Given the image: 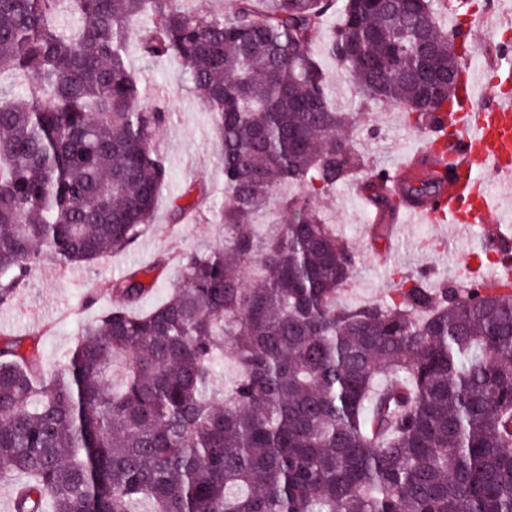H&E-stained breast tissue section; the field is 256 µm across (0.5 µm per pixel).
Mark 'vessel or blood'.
<instances>
[{
	"mask_svg": "<svg viewBox=\"0 0 512 512\" xmlns=\"http://www.w3.org/2000/svg\"><path fill=\"white\" fill-rule=\"evenodd\" d=\"M451 130L457 159L451 177L442 180L436 198L408 204L402 221L462 226L466 248L453 258L458 266L486 249H512V213L499 211L486 184L490 178L512 182V95L500 93L484 102L473 80H465ZM441 171L429 149L420 148L392 171L389 190L400 193L406 180Z\"/></svg>",
	"mask_w": 512,
	"mask_h": 512,
	"instance_id": "1",
	"label": "vessel or blood"
}]
</instances>
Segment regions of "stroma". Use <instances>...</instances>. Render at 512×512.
I'll return each instance as SVG.
<instances>
[{"label":"stroma","instance_id":"35a3bbf8","mask_svg":"<svg viewBox=\"0 0 512 512\" xmlns=\"http://www.w3.org/2000/svg\"><path fill=\"white\" fill-rule=\"evenodd\" d=\"M434 6L442 24L461 28L470 50L465 66L474 76L493 72L504 79L512 74V0H435ZM128 64L148 89L143 108L165 110L166 121L153 143L166 157L171 177L160 190L153 224L134 247L69 269L43 256L16 300L0 306V341L39 335L45 369L50 373L65 363L83 325L111 305L112 297L103 289L105 282L150 265L157 255L206 249L224 240V225L218 216L224 202V173L212 115L188 89L175 61L148 63L133 54ZM334 99L337 107L361 115L353 144L367 165L391 168L420 145L421 133L406 128L400 110L361 101L346 80H337ZM191 181L203 186L207 197L192 220L172 223L168 203ZM322 204L330 223L356 255L357 274L342 295L347 304L384 300L401 272L448 282L473 273L490 281L496 274L495 265L486 261L472 262L462 271L449 270L448 251L455 248L458 234L448 224L396 227L391 248H384L370 232L375 211L354 184H337ZM89 295L95 299L90 307L83 303Z\"/></svg>","mask_w":512,"mask_h":512}]
</instances>
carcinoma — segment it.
Returning <instances> with one entry per match:
<instances>
[{
    "instance_id": "obj_1",
    "label": "carcinoma",
    "mask_w": 512,
    "mask_h": 512,
    "mask_svg": "<svg viewBox=\"0 0 512 512\" xmlns=\"http://www.w3.org/2000/svg\"><path fill=\"white\" fill-rule=\"evenodd\" d=\"M184 2L0 0V70L33 78L0 103V305L44 254L90 263L153 221L166 115L141 106L132 18L140 57L176 60L213 115L224 167V243L182 252L160 304L138 309L153 267L106 285L112 306L51 376L38 340L0 344V472L25 477L12 512H512V281L403 274L385 301H339L356 257L317 199L365 164L310 53L337 0ZM340 6L325 51L356 94L411 129L453 116L466 49L433 0ZM386 180L364 183L384 213ZM436 192L428 176L403 199ZM274 202L287 222L261 232ZM227 351L240 373L218 389Z\"/></svg>"
}]
</instances>
